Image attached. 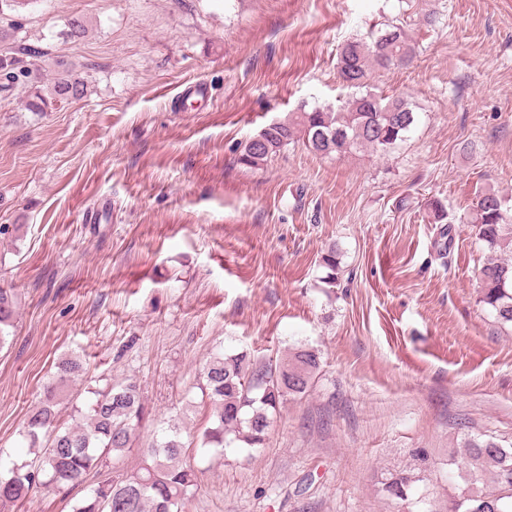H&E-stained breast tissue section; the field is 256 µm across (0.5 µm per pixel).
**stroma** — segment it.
I'll list each match as a JSON object with an SVG mask.
<instances>
[{
    "mask_svg": "<svg viewBox=\"0 0 512 512\" xmlns=\"http://www.w3.org/2000/svg\"><path fill=\"white\" fill-rule=\"evenodd\" d=\"M394 20L417 49L375 82L417 114L394 149L321 157L298 138L240 162L288 113L346 101L337 46ZM18 48L42 92L68 69L85 94L34 112L28 78L0 87L11 460L34 456L20 432L62 355L85 364L80 402L132 378L143 435L174 415L196 436L216 345L257 361L303 345L320 379L263 445L188 448L189 512H448L463 481L490 489L452 456L477 435L512 446V325L480 301L490 252L466 221L481 190L512 203V0H27L0 12V53ZM195 82L206 97L173 108ZM396 474L409 503L385 490Z\"/></svg>",
    "mask_w": 512,
    "mask_h": 512,
    "instance_id": "stroma-1",
    "label": "stroma"
}]
</instances>
